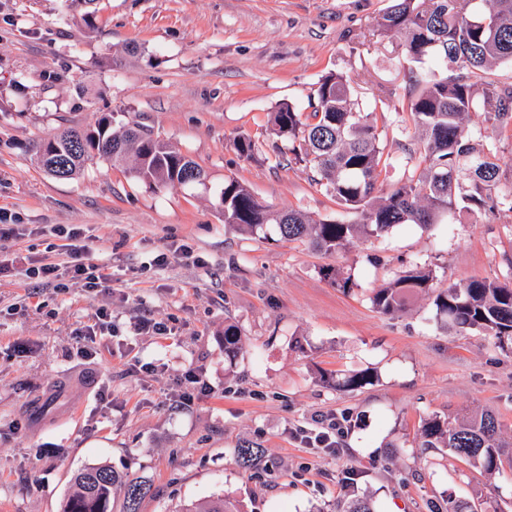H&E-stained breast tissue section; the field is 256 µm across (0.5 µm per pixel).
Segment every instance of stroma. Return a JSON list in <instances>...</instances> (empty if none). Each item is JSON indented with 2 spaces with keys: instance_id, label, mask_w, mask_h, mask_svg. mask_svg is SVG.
<instances>
[{
  "instance_id": "35a3bbf8",
  "label": "stroma",
  "mask_w": 512,
  "mask_h": 512,
  "mask_svg": "<svg viewBox=\"0 0 512 512\" xmlns=\"http://www.w3.org/2000/svg\"><path fill=\"white\" fill-rule=\"evenodd\" d=\"M390 0H98L91 20L71 0H0V212L25 234L0 262V512H60L72 478L99 463L151 486L140 512L226 495L245 512H512V469L488 475L427 448L429 417L488 410L512 437V349L435 318L432 294L390 316L375 288L413 268L442 290L471 278L512 283V212H456L421 229L355 239L336 254L282 241L277 225L226 224L220 195L236 178L272 211L356 221L276 152L272 116L308 109L317 82L347 76L359 102L379 98L386 154L414 135L412 75L398 39L375 32ZM150 127L205 171L204 182L148 186L96 160L59 181L33 145L105 114ZM253 139V158L233 142ZM79 231L106 287H37L23 269L64 262L50 227ZM337 269L351 280L337 287ZM111 313L84 358L97 310ZM167 335L134 333L140 319ZM242 350L224 358V328ZM160 365L135 374L133 365ZM189 370L206 394L176 401ZM368 371L356 390L327 374ZM345 418L340 453L314 452L301 429ZM261 449L247 470L238 452Z\"/></svg>"
}]
</instances>
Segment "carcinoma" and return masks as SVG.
I'll use <instances>...</instances> for the list:
<instances>
[{
    "mask_svg": "<svg viewBox=\"0 0 512 512\" xmlns=\"http://www.w3.org/2000/svg\"><path fill=\"white\" fill-rule=\"evenodd\" d=\"M381 33L398 37L404 60L458 64L462 70L448 82L436 77L422 81L407 103L416 138L403 147L395 164L422 168L418 178L397 183L383 193L380 177L382 132L373 119L377 104L366 112L354 99L345 76L323 75L316 102L305 114L285 104L273 114L274 131L288 141L289 161L304 165L340 206L358 215V221L311 219L290 209L275 216L240 181H224L221 203L224 223L252 230L270 222L285 241H306L313 248L336 253L359 236L380 237L403 224L422 228L439 222L458 204L473 212H512V195L500 191L504 161L494 143L483 142L470 131L468 119L478 113L502 131H512V85L486 80L493 65L512 63V0H391L378 22ZM35 146L44 171L61 180L72 179L96 156L119 164L134 157L131 173L155 187L182 183L185 169L205 177L201 166L174 149L144 125L123 124L113 115L97 120L92 133L67 128ZM430 271H412L375 289L372 305L381 313L406 310L410 296L433 288ZM437 321L457 332L481 330L500 345H512V287L495 280L471 279L448 286L433 299ZM242 349L237 329L224 328V357L234 359ZM366 372H351L335 385L356 389L368 383ZM427 445L440 444L455 455L492 474L512 468V443L502 437L497 418L473 412L460 422L431 417L421 429ZM123 489L120 512H139L150 485L101 464L77 472L62 512H114V490ZM174 512H242L240 504L224 495L192 501Z\"/></svg>",
    "mask_w": 512,
    "mask_h": 512,
    "instance_id": "carcinoma-1",
    "label": "carcinoma"
}]
</instances>
